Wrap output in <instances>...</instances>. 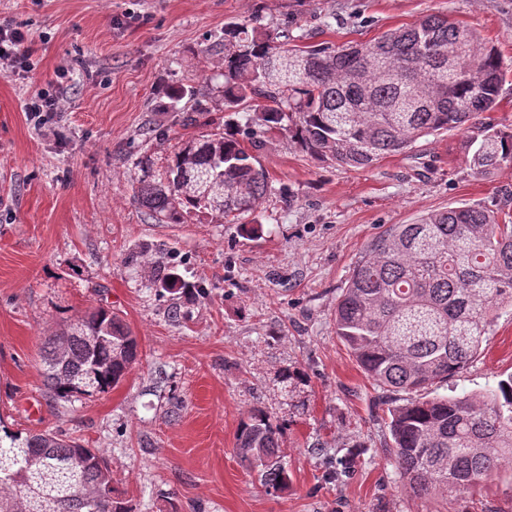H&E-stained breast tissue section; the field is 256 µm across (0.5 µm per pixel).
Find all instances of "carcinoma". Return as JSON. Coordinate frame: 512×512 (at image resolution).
I'll return each mask as SVG.
<instances>
[{
    "label": "carcinoma",
    "instance_id": "carcinoma-1",
    "mask_svg": "<svg viewBox=\"0 0 512 512\" xmlns=\"http://www.w3.org/2000/svg\"><path fill=\"white\" fill-rule=\"evenodd\" d=\"M224 103L263 100L235 132L188 140L163 171L137 159L134 200L156 224L192 213L230 223L271 192L239 136L262 124L289 131L339 166L367 168L441 130H462L497 105L502 61L473 28L428 15L355 45L281 44L251 23L224 27L215 44ZM466 163L488 175L512 163V134L487 125L463 143ZM512 306V224L494 211L459 206L395 224L369 247L336 303V335L373 381L416 392L448 381L480 351L498 309ZM123 318L99 307L70 319L42 346L54 398L104 393L139 360ZM392 453L413 493H461L512 464V374L463 396L408 399L388 409ZM236 452L262 486L289 484L278 428L261 408L239 425ZM0 512H133L99 452L51 431L14 430L0 418Z\"/></svg>",
    "mask_w": 512,
    "mask_h": 512
}]
</instances>
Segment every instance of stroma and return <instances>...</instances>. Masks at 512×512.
<instances>
[{
	"instance_id": "1",
	"label": "stroma",
	"mask_w": 512,
	"mask_h": 512,
	"mask_svg": "<svg viewBox=\"0 0 512 512\" xmlns=\"http://www.w3.org/2000/svg\"><path fill=\"white\" fill-rule=\"evenodd\" d=\"M428 14L477 28L500 55L491 117L512 134V0H0V23L28 33L33 63L22 77L0 72L6 422L100 449L135 512H512V465L445 498L405 490L386 425L397 396L364 374L334 325L342 288L392 225L465 204L512 220V164L475 173L461 153L465 131L450 130L352 170L280 130L242 142L273 190L238 223L198 214L157 224L133 198L139 156L161 163L181 141L235 128L223 78L201 79L228 22L257 18L340 46ZM61 85V112L38 125L26 103ZM195 108L197 123L184 125ZM158 264L203 284L207 298L149 288ZM100 306L138 337L139 361L108 392L52 399L44 337ZM286 369L302 381L284 386ZM511 373L506 309L449 386L460 394ZM256 407L280 425L291 477L271 494L235 452ZM337 459L350 473L327 483Z\"/></svg>"
}]
</instances>
